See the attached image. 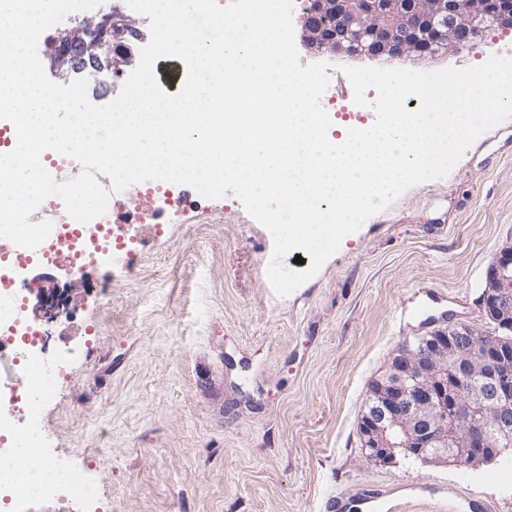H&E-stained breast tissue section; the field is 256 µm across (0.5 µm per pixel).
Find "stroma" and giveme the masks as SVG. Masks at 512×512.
<instances>
[{"label":"stroma","instance_id":"stroma-1","mask_svg":"<svg viewBox=\"0 0 512 512\" xmlns=\"http://www.w3.org/2000/svg\"><path fill=\"white\" fill-rule=\"evenodd\" d=\"M512 43L488 31L458 53L402 60L407 69L478 66ZM329 64L333 124L373 125L343 73ZM112 213L159 225L133 269L32 261L13 278L43 365L57 373L38 413L41 451L96 487L101 512H323L354 485L452 487L512 512V457L476 469L383 466L364 454L367 385L426 317L487 328V270L512 241V118L483 133L444 178L408 188L342 240L292 293L270 286V232L235 195L175 210L134 185ZM52 275L72 299L33 314V275ZM83 355L63 361L64 347ZM0 356V415L25 429L13 397L22 381Z\"/></svg>","mask_w":512,"mask_h":512}]
</instances>
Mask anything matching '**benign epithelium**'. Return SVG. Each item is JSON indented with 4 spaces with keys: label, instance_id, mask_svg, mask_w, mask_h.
Masks as SVG:
<instances>
[{
    "label": "benign epithelium",
    "instance_id": "benign-epithelium-1",
    "mask_svg": "<svg viewBox=\"0 0 512 512\" xmlns=\"http://www.w3.org/2000/svg\"><path fill=\"white\" fill-rule=\"evenodd\" d=\"M103 20L113 40L136 36L116 10ZM510 23L512 0H312L302 44L314 55L429 59ZM70 297L40 288L37 308L50 318ZM482 311L492 328L450 323L405 340L369 382L359 433L370 460L477 468L512 453V241L489 266Z\"/></svg>",
    "mask_w": 512,
    "mask_h": 512
}]
</instances>
